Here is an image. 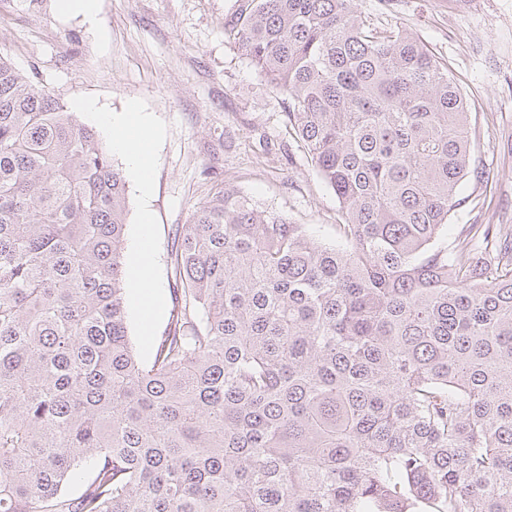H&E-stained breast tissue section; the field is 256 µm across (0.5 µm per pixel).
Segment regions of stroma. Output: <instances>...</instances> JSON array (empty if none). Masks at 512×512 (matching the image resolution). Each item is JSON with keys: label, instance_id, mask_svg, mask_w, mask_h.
<instances>
[{"label": "stroma", "instance_id": "obj_1", "mask_svg": "<svg viewBox=\"0 0 512 512\" xmlns=\"http://www.w3.org/2000/svg\"><path fill=\"white\" fill-rule=\"evenodd\" d=\"M62 0H0V57L62 99L102 112L136 105L149 121V196L127 179V238L150 244L157 299L149 325L125 280L128 326L140 353L164 330L168 253L196 206L233 187L308 225L325 243L343 216L334 192L288 132L287 97L224 35L236 0H98L95 16ZM371 26H399L445 62L472 114L475 170L440 244L468 242L475 224L512 230V0H356Z\"/></svg>", "mask_w": 512, "mask_h": 512}]
</instances>
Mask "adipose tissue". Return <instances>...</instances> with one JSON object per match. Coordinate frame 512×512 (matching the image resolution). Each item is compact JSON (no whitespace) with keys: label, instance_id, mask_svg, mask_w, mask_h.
Returning a JSON list of instances; mask_svg holds the SVG:
<instances>
[{"label":"adipose tissue","instance_id":"1","mask_svg":"<svg viewBox=\"0 0 512 512\" xmlns=\"http://www.w3.org/2000/svg\"><path fill=\"white\" fill-rule=\"evenodd\" d=\"M101 123L112 132V148L125 154L141 187H148L151 170L148 135L144 121L137 112L104 113Z\"/></svg>","mask_w":512,"mask_h":512}]
</instances>
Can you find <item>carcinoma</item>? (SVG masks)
Returning <instances> with one entry per match:
<instances>
[{
  "label": "carcinoma",
  "instance_id": "carcinoma-1",
  "mask_svg": "<svg viewBox=\"0 0 512 512\" xmlns=\"http://www.w3.org/2000/svg\"><path fill=\"white\" fill-rule=\"evenodd\" d=\"M344 243L227 187L142 357L122 170L0 58V512H512V274L437 244L472 166L448 67L354 0H236ZM89 472L79 494L68 486Z\"/></svg>",
  "mask_w": 512,
  "mask_h": 512
}]
</instances>
